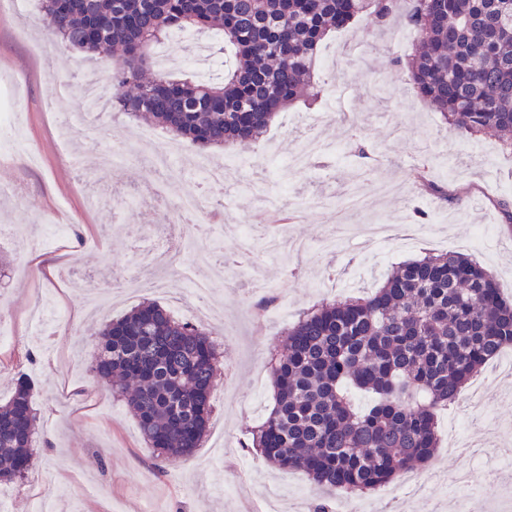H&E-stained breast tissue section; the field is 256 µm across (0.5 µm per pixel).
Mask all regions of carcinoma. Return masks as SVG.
Listing matches in <instances>:
<instances>
[{
	"label": "carcinoma",
	"instance_id": "carcinoma-1",
	"mask_svg": "<svg viewBox=\"0 0 512 512\" xmlns=\"http://www.w3.org/2000/svg\"><path fill=\"white\" fill-rule=\"evenodd\" d=\"M397 0H42L47 34L68 48L123 59L112 108L205 148L258 139L314 86L329 32L366 13L382 26ZM419 94L446 122L512 153V0H411ZM178 30H215L233 50L219 82L170 79L150 48ZM512 345V303L472 259L428 253L393 267L366 297L302 313L272 359L273 406L251 444L315 489L363 495L426 463L435 413ZM220 355L210 333L154 303L99 332L94 375L112 385L143 441L165 457L200 447ZM372 396L364 410L347 395ZM35 387L18 379L0 405V482L27 479L35 447Z\"/></svg>",
	"mask_w": 512,
	"mask_h": 512
}]
</instances>
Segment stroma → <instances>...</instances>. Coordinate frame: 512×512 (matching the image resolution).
Here are the masks:
<instances>
[{
    "label": "stroma",
    "instance_id": "stroma-1",
    "mask_svg": "<svg viewBox=\"0 0 512 512\" xmlns=\"http://www.w3.org/2000/svg\"><path fill=\"white\" fill-rule=\"evenodd\" d=\"M413 44V34L399 24L380 30L370 17H358L330 33L317 54L316 71L325 86L316 106L298 102L278 113L255 143L209 150L216 162L232 155L254 159L264 189L280 202L279 213L255 207L250 172L237 173L238 185L231 190L221 184L203 187L191 168L199 148L182 143L184 155L167 178L170 198L209 195L222 201L225 223L250 225L248 271L287 304L290 315L321 300L313 284L324 273L334 272L332 296L341 300L378 287L393 266L423 248L476 258L512 301V224L500 209L502 201L512 202V154L495 139L477 142L444 124L408 78ZM114 65V59L48 39L38 0L0 5V95L13 98L29 149L25 156L0 158V182L15 188L13 197L0 200V257L10 264L9 277L0 281V326L15 338L13 346L0 348V402L22 376L37 391V447L29 477L0 485V492L9 494L12 512H32L37 490L55 498L57 512H251L275 490L279 512H296L312 483L302 473L277 470L246 447L258 421L247 405L255 397L272 402L268 355L281 346L288 318L255 319L246 299L221 287L211 290L212 312L200 323L223 338L226 369L211 396L202 444L186 458L156 459L124 402L90 371L101 326L144 300L180 320L192 318L188 288L173 272L165 290L144 288L103 305L89 301L84 289L66 285L72 277L94 286L115 271L136 273L137 247L153 244L167 221L164 212L120 195L107 207L86 205L87 189L116 175L90 164L80 174L75 164L89 163L148 129L104 104L100 134L85 135L86 106L75 78L91 73L105 84ZM65 80L72 87L60 103L56 97ZM56 110L71 122L68 136L56 127ZM315 132L326 135L335 152L303 168L289 165V152ZM358 144L373 150L369 163L352 156ZM422 167L443 195L431 194L418 181ZM280 214L292 215L290 229L306 244L288 269L264 251L266 229ZM54 220L71 224L72 233L52 250L44 247L41 232L28 227ZM340 222L395 224L403 231L418 227L422 233L409 245L384 246L376 260L366 256L360 241L337 236ZM475 379L486 387L488 407L474 413L460 402L439 413V446L419 469L429 482L426 494L373 491V507L381 510L404 497L407 512H512L508 478L465 499L442 481L473 463L470 455L448 450L450 416L466 420L468 438L480 439L488 468H498L504 450L512 449V378L492 363Z\"/></svg>",
    "mask_w": 512,
    "mask_h": 512
}]
</instances>
